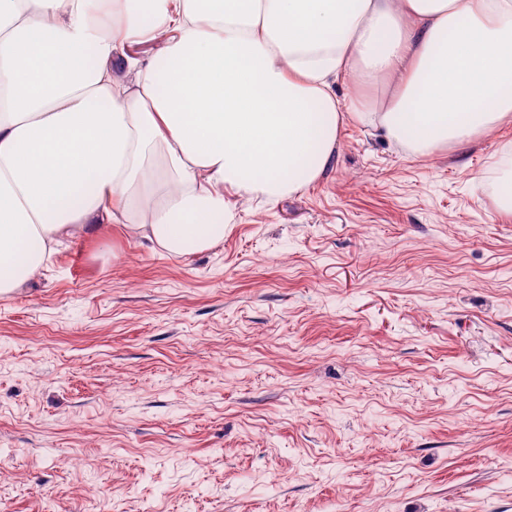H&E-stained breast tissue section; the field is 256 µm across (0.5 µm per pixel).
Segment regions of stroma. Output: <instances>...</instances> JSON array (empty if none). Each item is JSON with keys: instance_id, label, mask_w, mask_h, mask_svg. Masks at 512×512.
Returning <instances> with one entry per match:
<instances>
[{"instance_id": "1", "label": "stroma", "mask_w": 512, "mask_h": 512, "mask_svg": "<svg viewBox=\"0 0 512 512\" xmlns=\"http://www.w3.org/2000/svg\"><path fill=\"white\" fill-rule=\"evenodd\" d=\"M506 152L350 119L208 251L54 254L0 295V512H512Z\"/></svg>"}]
</instances>
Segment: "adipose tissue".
Here are the masks:
<instances>
[{
	"label": "adipose tissue",
	"mask_w": 512,
	"mask_h": 512,
	"mask_svg": "<svg viewBox=\"0 0 512 512\" xmlns=\"http://www.w3.org/2000/svg\"><path fill=\"white\" fill-rule=\"evenodd\" d=\"M387 79L382 102L338 81ZM0 294L124 225L211 249L346 119L425 155L512 120V0H0Z\"/></svg>",
	"instance_id": "1"
}]
</instances>
